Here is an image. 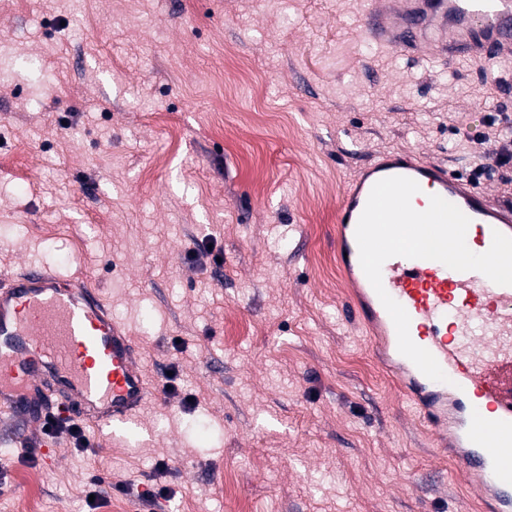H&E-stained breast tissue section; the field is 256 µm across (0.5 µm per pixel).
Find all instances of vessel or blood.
Masks as SVG:
<instances>
[{
  "label": "vessel or blood",
  "mask_w": 512,
  "mask_h": 512,
  "mask_svg": "<svg viewBox=\"0 0 512 512\" xmlns=\"http://www.w3.org/2000/svg\"><path fill=\"white\" fill-rule=\"evenodd\" d=\"M364 29L377 44L407 54L444 39L448 58L484 63L512 43V0H401V15L364 4ZM403 176L457 206L476 224V244L488 250L494 232L512 237V209L447 167L411 152L378 155L344 189L336 251L356 284L359 320L373 335V354L394 373L404 394L439 440H452L454 457L473 490L494 512H512V393L500 385L512 368V286L477 271H456L436 260L389 258L382 267L386 292L410 317L409 334L446 375L426 377L398 350L394 323L359 259L356 227L372 187ZM61 394L76 414L122 431L151 395L128 331L83 281L47 268L7 275L0 285V412L9 435L26 438L37 426L46 391Z\"/></svg>",
  "instance_id": "b4317fda"
}]
</instances>
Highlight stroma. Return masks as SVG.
Returning a JSON list of instances; mask_svg holds the SVG:
<instances>
[{
    "mask_svg": "<svg viewBox=\"0 0 512 512\" xmlns=\"http://www.w3.org/2000/svg\"><path fill=\"white\" fill-rule=\"evenodd\" d=\"M496 64L370 42L363 0H0V276L83 277L157 388L125 438L83 419L97 453L38 448L40 512H88L94 475L120 512L121 483L153 512H471L347 311L336 211L376 155L483 161Z\"/></svg>",
    "mask_w": 512,
    "mask_h": 512,
    "instance_id": "stroma-1",
    "label": "stroma"
}]
</instances>
